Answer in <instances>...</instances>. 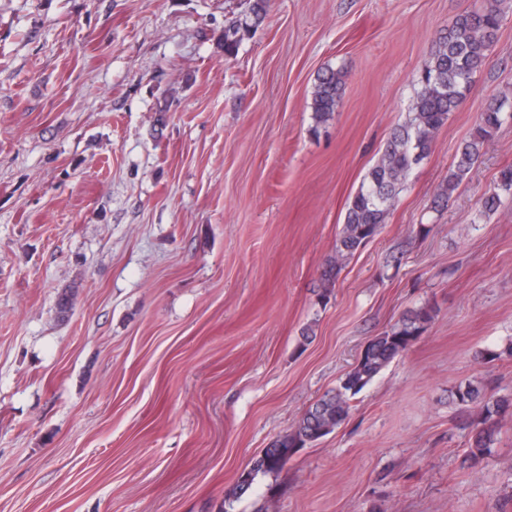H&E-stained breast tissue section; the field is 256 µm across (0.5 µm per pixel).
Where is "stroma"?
Returning <instances> with one entry per match:
<instances>
[{"label": "stroma", "instance_id": "obj_1", "mask_svg": "<svg viewBox=\"0 0 512 512\" xmlns=\"http://www.w3.org/2000/svg\"><path fill=\"white\" fill-rule=\"evenodd\" d=\"M475 2L272 0L229 58L252 0H0V512H512V417L471 464L452 401L469 382L512 397V200L479 213L512 123L433 207L480 112L512 102V0L381 233L321 293L350 199ZM327 67L347 76L314 134ZM426 306L341 426L230 500ZM268 3V0H254L249 15L224 28V53L227 57L235 56L240 43L253 34L266 14Z\"/></svg>", "mask_w": 512, "mask_h": 512}]
</instances>
